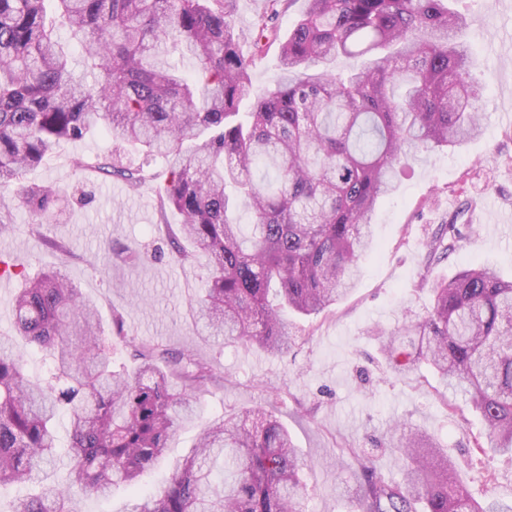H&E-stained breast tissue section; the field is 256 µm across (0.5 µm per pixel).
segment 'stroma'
<instances>
[{"label":"stroma","instance_id":"35a3bbf8","mask_svg":"<svg viewBox=\"0 0 512 512\" xmlns=\"http://www.w3.org/2000/svg\"><path fill=\"white\" fill-rule=\"evenodd\" d=\"M465 8L473 75L486 86L478 105L482 135L411 161L395 192L374 213L376 247L361 262L356 288L329 314L297 321L299 337L281 357L200 337L189 298L203 285L207 261L172 259L164 226L178 223V215L161 217L155 186L133 192L119 179L74 165L78 157L111 154L117 146L111 134L61 143L26 175L30 183L69 189L59 223L43 229L61 250L43 246L31 234L27 209L5 193L11 215L9 227L0 230V251L30 275L63 267L96 305L104 330H111L113 313H122L135 341L192 354L222 379L202 394L196 417L172 441L167 464L141 476L140 490H154L168 463L185 455L225 411L260 405L280 418L308 463L306 512H350L340 492L350 479L351 460L339 457V449H367L381 474L400 476L401 463L386 446L397 420L441 440L472 496L512 498L511 456L488 459L493 483L473 476L471 449L483 424L464 397L446 392L424 369L402 380L385 376L379 339L370 333L374 326L401 324L404 308L424 311L431 283L456 271L486 261L512 279V236L501 234L503 217L512 215V123L504 120L512 114V0H467ZM487 201L492 211L467 228L463 247L423 272L431 233L461 204L479 208Z\"/></svg>","mask_w":512,"mask_h":512}]
</instances>
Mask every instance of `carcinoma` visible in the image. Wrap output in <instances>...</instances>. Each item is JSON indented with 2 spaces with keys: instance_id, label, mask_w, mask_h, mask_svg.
Wrapping results in <instances>:
<instances>
[{
  "instance_id": "1",
  "label": "carcinoma",
  "mask_w": 512,
  "mask_h": 512,
  "mask_svg": "<svg viewBox=\"0 0 512 512\" xmlns=\"http://www.w3.org/2000/svg\"><path fill=\"white\" fill-rule=\"evenodd\" d=\"M295 2L264 0L246 57L237 0H0V193L20 198L36 217L32 233L61 251L40 231L61 191L25 182L55 145L105 131L141 151L136 166L117 149L75 160L133 191L152 179L151 162H164L159 208L180 216L165 225L177 261L208 260L190 300L200 335L271 356L296 340L285 312L318 315L355 288L361 257L374 248L372 216L394 179L416 154L477 135L484 92L463 39L467 14L452 0H305L283 40L279 21ZM60 25L83 43L94 83L73 68ZM275 42L281 76L256 88L252 68ZM184 52L194 76L169 61ZM341 55L365 63L340 74L332 65ZM241 210L252 216L246 232ZM464 240L457 222L440 227L425 245L426 267ZM13 308L16 335L0 336V487L27 482L35 491L12 512H82L88 495L136 487L216 382L211 367L134 342L119 315L101 335L60 269L19 289ZM372 333L385 337L394 375L425 364L445 389L469 397L485 423L471 466L491 482L486 451L512 454V280L485 265L442 277L425 313ZM22 343L50 360L49 380L26 374ZM118 344L138 361L134 372L114 369ZM64 415L60 488L47 468ZM395 449L399 480L379 473L365 449H343L353 461L352 512H512L504 499H474L432 435L404 432ZM303 467L273 414L232 410L124 512H305Z\"/></svg>"
}]
</instances>
